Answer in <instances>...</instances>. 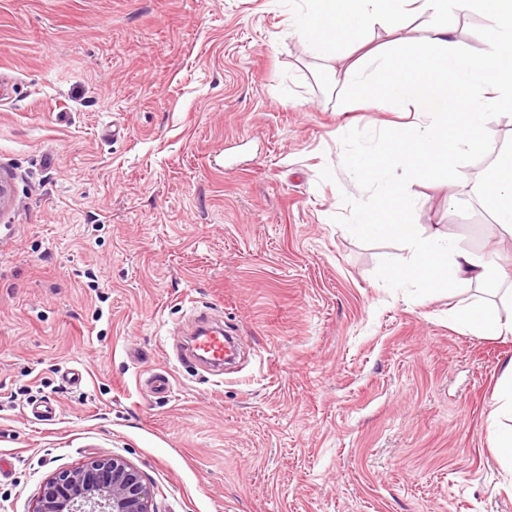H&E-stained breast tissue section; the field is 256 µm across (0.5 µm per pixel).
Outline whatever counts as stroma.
<instances>
[{
  "instance_id": "35a3bbf8",
  "label": "stroma",
  "mask_w": 512,
  "mask_h": 512,
  "mask_svg": "<svg viewBox=\"0 0 512 512\" xmlns=\"http://www.w3.org/2000/svg\"><path fill=\"white\" fill-rule=\"evenodd\" d=\"M300 8L0 0V512L99 455L158 512H512L489 431L512 335L450 317L512 304L383 284L412 252L354 230L379 188L351 160L418 116L347 93L356 52L313 53ZM489 124L484 151L392 177L424 234L512 272L478 179L512 109ZM195 305L242 340L222 375L169 358ZM164 371L158 399L140 382Z\"/></svg>"
}]
</instances>
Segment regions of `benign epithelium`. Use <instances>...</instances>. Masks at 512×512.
<instances>
[{"label":"benign epithelium","instance_id":"7a95c632","mask_svg":"<svg viewBox=\"0 0 512 512\" xmlns=\"http://www.w3.org/2000/svg\"><path fill=\"white\" fill-rule=\"evenodd\" d=\"M32 512H155L143 475L121 456H93L47 478Z\"/></svg>","mask_w":512,"mask_h":512}]
</instances>
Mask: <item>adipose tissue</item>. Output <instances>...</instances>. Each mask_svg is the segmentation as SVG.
<instances>
[{
	"label": "adipose tissue",
	"mask_w": 512,
	"mask_h": 512,
	"mask_svg": "<svg viewBox=\"0 0 512 512\" xmlns=\"http://www.w3.org/2000/svg\"><path fill=\"white\" fill-rule=\"evenodd\" d=\"M306 11L295 21L296 33L312 48L326 51L342 38L357 39L366 28L403 27L407 18H420L412 36L387 49L368 54L350 66L345 88L369 92L374 100L395 109L413 106L419 121L407 124L384 149L360 152L354 166L377 183L380 197L360 211L358 223L375 235L398 239L413 250L410 265L384 268L389 283L425 282L428 286L464 288L472 282L500 286L505 269L489 254L460 248L438 234H424L420 225L405 221L412 203L392 180L395 167L430 175L447 166L460 152L477 153L493 140L490 111L512 109V0H305ZM481 9L489 20V52L482 57L454 42L458 13ZM485 200L496 224L512 235V148L497 166L480 177ZM457 323L491 335H512V317L484 303L457 309Z\"/></svg>",
	"instance_id": "1"
}]
</instances>
